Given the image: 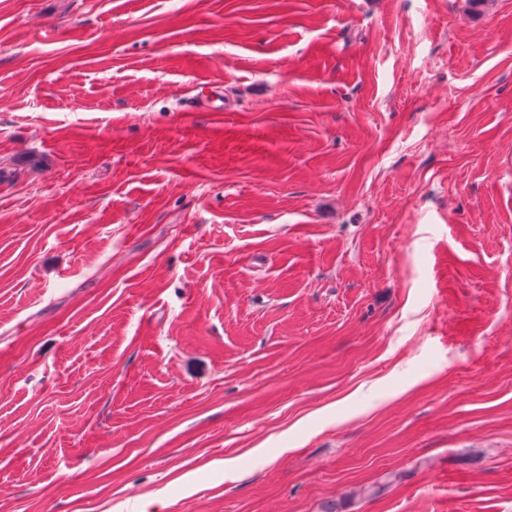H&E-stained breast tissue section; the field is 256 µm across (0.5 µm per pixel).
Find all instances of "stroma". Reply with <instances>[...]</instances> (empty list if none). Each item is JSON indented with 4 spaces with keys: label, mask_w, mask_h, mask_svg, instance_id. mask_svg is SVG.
I'll return each mask as SVG.
<instances>
[{
    "label": "stroma",
    "mask_w": 512,
    "mask_h": 512,
    "mask_svg": "<svg viewBox=\"0 0 512 512\" xmlns=\"http://www.w3.org/2000/svg\"><path fill=\"white\" fill-rule=\"evenodd\" d=\"M0 96V512H512V0H0Z\"/></svg>",
    "instance_id": "1"
}]
</instances>
